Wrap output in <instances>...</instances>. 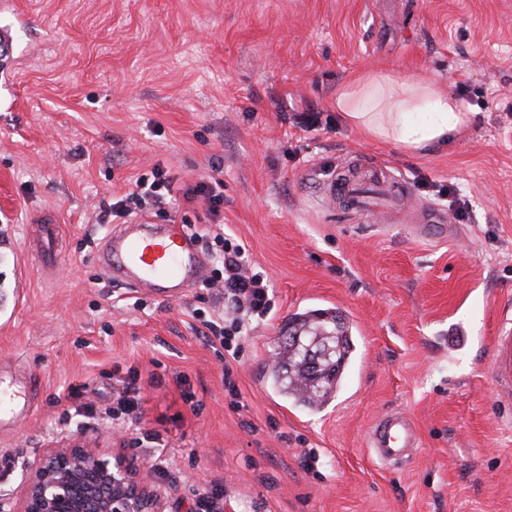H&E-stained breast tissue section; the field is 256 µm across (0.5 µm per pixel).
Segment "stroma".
<instances>
[{"instance_id":"stroma-1","label":"stroma","mask_w":512,"mask_h":512,"mask_svg":"<svg viewBox=\"0 0 512 512\" xmlns=\"http://www.w3.org/2000/svg\"><path fill=\"white\" fill-rule=\"evenodd\" d=\"M0 9V226L25 292L0 326V380L32 390L0 431V501L29 464L84 434L143 464L163 512H512V417L491 390L490 340L512 307V0H20ZM421 73L470 114L423 153L364 136L335 107L349 77ZM313 128L297 124L307 108ZM354 159L402 184L401 207L451 217L454 239L354 222L327 184ZM177 185L215 173L224 225L265 272L273 308L253 323L224 388L223 347L199 336L204 288L160 300L95 262L103 208L153 166ZM57 224L41 261L30 217ZM346 318L353 345L334 399L293 405L265 374L289 321ZM462 328L470 341L452 349ZM135 378L137 420L113 418ZM421 448L381 469L368 432L390 411ZM315 452L314 468L302 456Z\"/></svg>"}]
</instances>
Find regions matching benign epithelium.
I'll use <instances>...</instances> for the list:
<instances>
[{"label": "benign epithelium", "instance_id": "benign-epithelium-1", "mask_svg": "<svg viewBox=\"0 0 512 512\" xmlns=\"http://www.w3.org/2000/svg\"><path fill=\"white\" fill-rule=\"evenodd\" d=\"M13 512H162L144 470L124 452L105 453L80 436L47 448L28 466Z\"/></svg>", "mask_w": 512, "mask_h": 512}]
</instances>
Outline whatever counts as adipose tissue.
<instances>
[{
  "instance_id": "ef3b65f1",
  "label": "adipose tissue",
  "mask_w": 512,
  "mask_h": 512,
  "mask_svg": "<svg viewBox=\"0 0 512 512\" xmlns=\"http://www.w3.org/2000/svg\"><path fill=\"white\" fill-rule=\"evenodd\" d=\"M422 106L428 110L427 119L412 121L413 112ZM336 109L366 135L416 152L446 143L468 120L453 96L436 89L421 74L402 78L384 72L361 73L339 90Z\"/></svg>"
}]
</instances>
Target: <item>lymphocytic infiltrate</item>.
I'll list each match as a JSON object with an SVG mask.
<instances>
[{"label":"lymphocytic infiltrate","mask_w":512,"mask_h":512,"mask_svg":"<svg viewBox=\"0 0 512 512\" xmlns=\"http://www.w3.org/2000/svg\"><path fill=\"white\" fill-rule=\"evenodd\" d=\"M223 183L215 178L176 188L175 181L162 167H154L150 176L138 178L136 189L113 199L103 211V218L124 219L147 209H162L176 197L185 201H201L207 212V226L187 224L186 230L196 242L202 243V252L211 265L203 281L213 301L223 303L222 313L213 315L194 310V318L202 325L206 339H215L231 357H238L253 321L264 319L271 310L267 280L249 267L246 248L237 239L226 234L221 209L224 205Z\"/></svg>","instance_id":"1"}]
</instances>
